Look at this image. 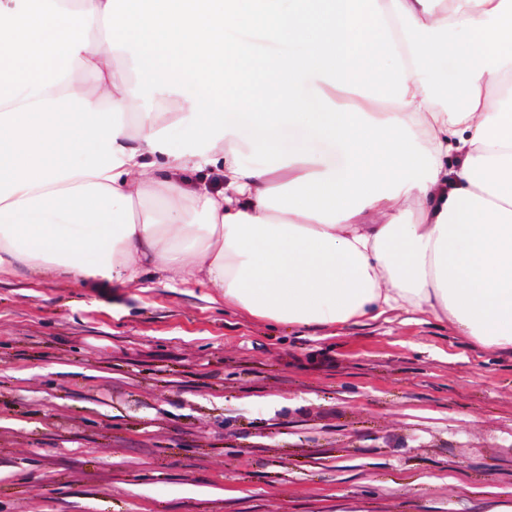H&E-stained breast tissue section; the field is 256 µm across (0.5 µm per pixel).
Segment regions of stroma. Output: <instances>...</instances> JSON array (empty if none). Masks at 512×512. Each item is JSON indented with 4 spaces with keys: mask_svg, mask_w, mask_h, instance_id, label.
<instances>
[{
    "mask_svg": "<svg viewBox=\"0 0 512 512\" xmlns=\"http://www.w3.org/2000/svg\"><path fill=\"white\" fill-rule=\"evenodd\" d=\"M512 352L428 315L288 326L144 267L0 275V512H486Z\"/></svg>",
    "mask_w": 512,
    "mask_h": 512,
    "instance_id": "1",
    "label": "stroma"
}]
</instances>
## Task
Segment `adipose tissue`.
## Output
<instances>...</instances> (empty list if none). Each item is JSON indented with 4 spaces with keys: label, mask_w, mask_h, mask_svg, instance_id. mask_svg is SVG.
I'll use <instances>...</instances> for the list:
<instances>
[{
    "label": "adipose tissue",
    "mask_w": 512,
    "mask_h": 512,
    "mask_svg": "<svg viewBox=\"0 0 512 512\" xmlns=\"http://www.w3.org/2000/svg\"><path fill=\"white\" fill-rule=\"evenodd\" d=\"M147 264L260 319L512 347V0H0V274Z\"/></svg>",
    "instance_id": "1"
}]
</instances>
